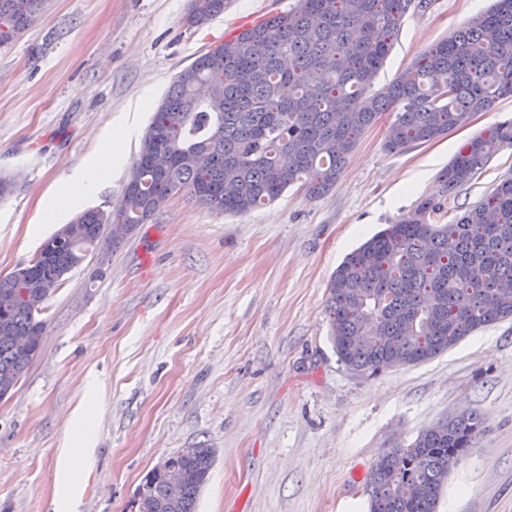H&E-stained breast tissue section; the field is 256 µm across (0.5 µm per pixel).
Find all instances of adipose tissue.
<instances>
[{
	"label": "adipose tissue",
	"mask_w": 512,
	"mask_h": 512,
	"mask_svg": "<svg viewBox=\"0 0 512 512\" xmlns=\"http://www.w3.org/2000/svg\"><path fill=\"white\" fill-rule=\"evenodd\" d=\"M137 135L138 127L135 123L127 122L116 126L111 140L65 182L57 185L42 212L40 223L30 225V234L40 235L43 225L46 224H66L75 204L97 196L105 188L113 167L119 164L125 145ZM96 429V412L89 405L70 422L68 430L73 446L65 451V476L84 474L87 468V444Z\"/></svg>",
	"instance_id": "adipose-tissue-1"
}]
</instances>
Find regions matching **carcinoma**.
<instances>
[{
	"instance_id": "carcinoma-1",
	"label": "carcinoma",
	"mask_w": 512,
	"mask_h": 512,
	"mask_svg": "<svg viewBox=\"0 0 512 512\" xmlns=\"http://www.w3.org/2000/svg\"><path fill=\"white\" fill-rule=\"evenodd\" d=\"M47 0H0V46L22 34ZM430 0H296L242 28L181 70L153 112L118 205L87 208L28 263L0 279V393L12 392L39 353L40 319L64 277L103 236L114 243L146 224L175 194L238 215L299 186L311 197L335 186L361 136L393 114L386 147L433 142L468 126L512 94V0H495L420 53L386 86L374 82L411 10ZM227 0H191L184 23L224 13ZM292 93L286 95L284 88ZM512 149V119L471 138L440 175L443 194L478 177ZM443 206L421 199L337 267L326 311L338 360L375 374L435 358L481 328L512 318V177L440 224ZM16 336H33L28 348ZM482 434L475 412L422 431L372 467L370 512H437L448 464ZM185 478L147 473L135 512H197L214 463L210 448L178 458Z\"/></svg>"
}]
</instances>
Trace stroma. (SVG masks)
<instances>
[{
	"label": "stroma",
	"instance_id": "obj_1",
	"mask_svg": "<svg viewBox=\"0 0 512 512\" xmlns=\"http://www.w3.org/2000/svg\"><path fill=\"white\" fill-rule=\"evenodd\" d=\"M190 0H51L0 46V278L53 234L29 235L48 189L111 136L150 115L174 76L256 16L294 0H230L203 26ZM491 0H432L408 13L377 79L388 84ZM512 117V95L438 140L385 146L387 120L359 140L336 186L309 198L287 189L229 215L174 195L148 223L71 271L43 314V347L0 400V512H55L67 426L95 381L91 470L73 512H130L149 470L179 448H210L197 512H369L381 452L406 447L450 416L476 411L483 433L448 475L438 512H512V320L473 333L434 359L359 375L341 364L325 310L345 256L423 197L443 222L481 201L512 150L445 195L440 172L473 135ZM126 144L106 188L112 209L141 149Z\"/></svg>",
	"mask_w": 512,
	"mask_h": 512
}]
</instances>
